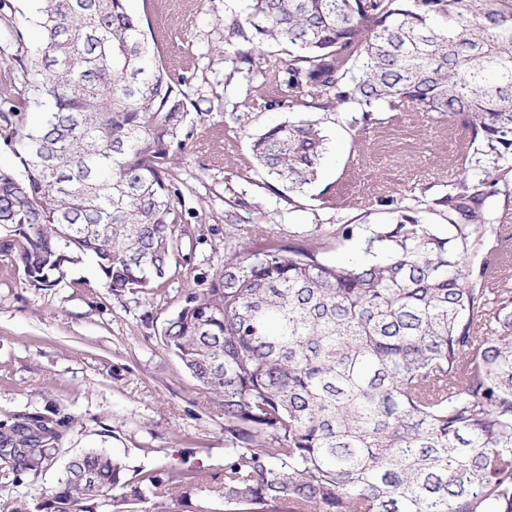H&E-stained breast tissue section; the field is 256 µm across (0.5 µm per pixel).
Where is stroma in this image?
<instances>
[{"label":"stroma","instance_id":"35a3bbf8","mask_svg":"<svg viewBox=\"0 0 512 512\" xmlns=\"http://www.w3.org/2000/svg\"><path fill=\"white\" fill-rule=\"evenodd\" d=\"M240 3L127 0L150 26L175 32L172 47H160L162 58L192 57L188 93L197 114L172 172L193 210L195 243L176 256L163 287L147 297H116L86 262L43 290L0 261V419L53 409L69 418L59 454L37 478L0 485V512L20 497H47L68 458L87 448L106 449L133 470L194 468L208 483H223L224 417L163 345L165 322L185 291L223 264L225 250L242 243L243 228L264 224L284 239L314 224H386L390 199L446 192L455 177L464 130L408 105L361 132L322 114L329 144L317 181L291 205L268 191L253 170L249 138L289 113L266 110L260 77L233 73L224 59V9ZM232 111L247 113L244 130L226 123ZM237 197L246 201L237 210L241 230L229 236L224 209ZM325 197L332 208L322 207ZM141 508L224 512L222 501L195 487L148 498Z\"/></svg>","mask_w":512,"mask_h":512}]
</instances>
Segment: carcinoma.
<instances>
[{"label":"carcinoma","instance_id":"carcinoma-1","mask_svg":"<svg viewBox=\"0 0 512 512\" xmlns=\"http://www.w3.org/2000/svg\"><path fill=\"white\" fill-rule=\"evenodd\" d=\"M246 2L224 14V56L275 89L266 109L292 114L250 137L280 196L303 194L327 152L311 108L358 113L355 128L413 103L460 123L473 152L448 193L389 201L391 224H316L286 245L264 229L186 294L163 339L224 415L211 492L224 512H512V237L486 205L512 198V0ZM34 24L18 64L38 98L0 88L17 163L0 166V258L36 288L90 258L113 295H150L187 237L171 174L190 137L185 73L126 0H37ZM0 29L22 41L7 0ZM355 243L362 259L325 258ZM65 426L55 412L0 422V481L37 477ZM202 484L177 467L130 477L88 449L50 498L11 512H141L148 492Z\"/></svg>","mask_w":512,"mask_h":512}]
</instances>
